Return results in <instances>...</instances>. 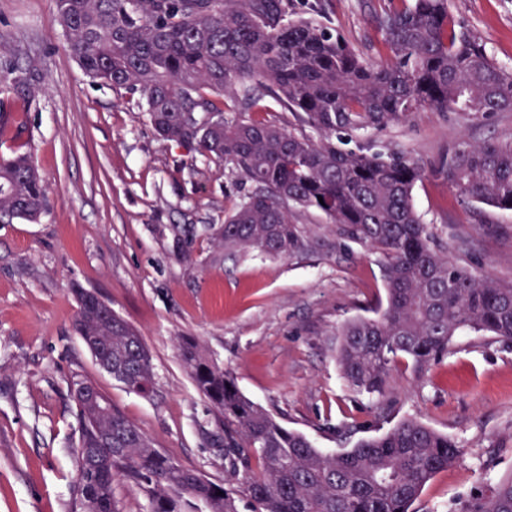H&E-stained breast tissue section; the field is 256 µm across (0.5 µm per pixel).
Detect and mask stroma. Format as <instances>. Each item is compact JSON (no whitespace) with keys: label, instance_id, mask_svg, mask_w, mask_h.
<instances>
[{"label":"stroma","instance_id":"35a3bbf8","mask_svg":"<svg viewBox=\"0 0 512 512\" xmlns=\"http://www.w3.org/2000/svg\"><path fill=\"white\" fill-rule=\"evenodd\" d=\"M382 0H288L292 20L337 29L371 63L387 60L372 23ZM448 10L512 68V0H448ZM53 0H0V113L17 121L0 156L30 152L49 187L40 221L0 224V512H72L78 421L73 377L93 380L155 447L215 482L221 420L178 356L197 339L240 391L316 447L341 451L413 418L447 434L459 460L413 512H471L512 474V342L454 337L424 368L401 357L384 392L343 380L336 333L385 299L384 257L292 208L304 247L284 258L227 251L198 236L180 259L172 225H220L253 185L222 162L155 134L139 95L93 81L64 48ZM512 140V112L424 110L346 132L349 148L402 152L425 165L413 191L424 224L456 262L512 283V210L466 204L438 174L461 141ZM95 293L140 334L154 388L144 396L101 370L73 330L75 289Z\"/></svg>","mask_w":512,"mask_h":512}]
</instances>
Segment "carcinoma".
<instances>
[{"mask_svg": "<svg viewBox=\"0 0 512 512\" xmlns=\"http://www.w3.org/2000/svg\"><path fill=\"white\" fill-rule=\"evenodd\" d=\"M67 52L93 80L141 94L157 134L192 155L222 161L254 191L209 227L226 249L288 257L303 248L289 206L321 211L339 235L382 252L386 305L346 322L336 361L355 391L382 395L393 362L423 367L461 332L512 341V286L480 278L434 241L413 205L424 166L410 155L344 149L341 130L381 127L430 107L438 112L512 110V71L456 24L448 0H397L375 16L388 62H364L339 32L288 20V0H54ZM256 82L322 133L318 141L265 119L224 116L218 97L243 87L240 112H265ZM438 172L466 201L512 210V141L461 143ZM49 205L30 153L0 158V224L36 221ZM78 336L103 370L148 395L153 366L140 335L76 291ZM180 360L224 425L228 488L152 446L84 378L71 381L79 438L74 512H116L114 482L144 492L151 512H409L426 484L462 449L415 419L340 452L315 447L244 396L231 371L194 339ZM474 512H512V477Z\"/></svg>", "mask_w": 512, "mask_h": 512, "instance_id": "carcinoma-1", "label": "carcinoma"}]
</instances>
